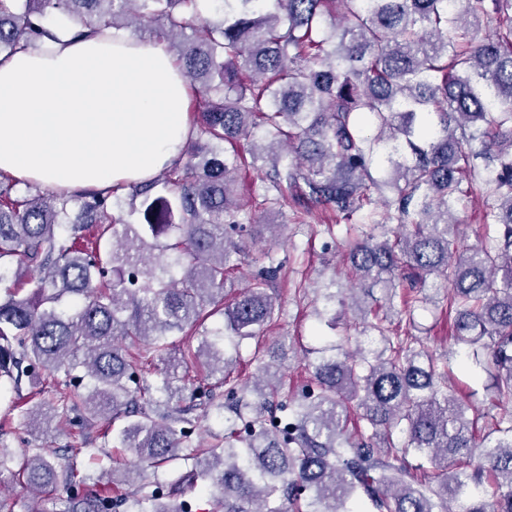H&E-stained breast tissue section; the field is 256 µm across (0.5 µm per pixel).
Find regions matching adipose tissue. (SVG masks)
I'll return each mask as SVG.
<instances>
[{
    "instance_id": "adipose-tissue-1",
    "label": "adipose tissue",
    "mask_w": 512,
    "mask_h": 512,
    "mask_svg": "<svg viewBox=\"0 0 512 512\" xmlns=\"http://www.w3.org/2000/svg\"><path fill=\"white\" fill-rule=\"evenodd\" d=\"M0 56V174L75 193L176 164L190 90L164 44L121 32Z\"/></svg>"
}]
</instances>
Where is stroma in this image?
Listing matches in <instances>:
<instances>
[{"label":"stroma","mask_w":512,"mask_h":512,"mask_svg":"<svg viewBox=\"0 0 512 512\" xmlns=\"http://www.w3.org/2000/svg\"><path fill=\"white\" fill-rule=\"evenodd\" d=\"M295 203H288L283 213L259 212L251 217L252 233L243 253L232 256L235 264H247L271 255L284 261L285 275L270 288L278 301L279 313L274 326L265 328L259 339L244 340L231 371L232 376L254 378L263 366L276 371L284 390L295 393L306 384L305 350L314 345L316 337L335 341L336 329L327 318L315 313L319 290L329 279L339 287H348V265L345 260L347 239L342 230L327 234L334 223L331 213L317 212L298 216ZM454 314L449 313L445 295L435 296L433 303L417 309L411 332L436 353H447L454 334ZM11 393L0 389V443L13 449L42 448L48 453L64 456L67 438L58 432L35 428L19 413L9 412ZM86 447L91 455L79 456L74 465L79 474L95 475L114 467L132 468L133 456L114 447L109 419H101L86 431Z\"/></svg>","instance_id":"stroma-1"}]
</instances>
